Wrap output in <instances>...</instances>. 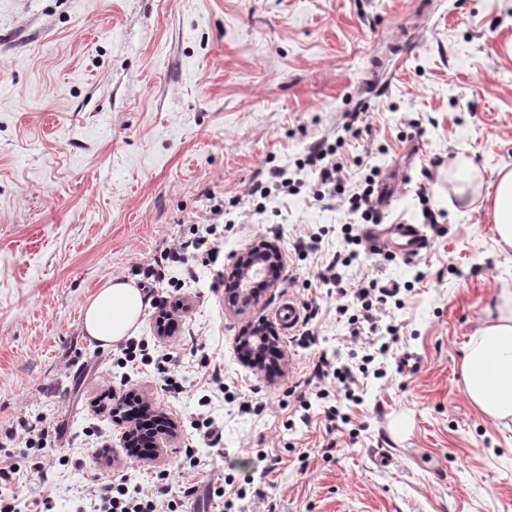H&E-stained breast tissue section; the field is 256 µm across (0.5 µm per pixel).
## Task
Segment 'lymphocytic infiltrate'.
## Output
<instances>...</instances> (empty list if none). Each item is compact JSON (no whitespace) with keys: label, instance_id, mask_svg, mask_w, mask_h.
<instances>
[{"label":"lymphocytic infiltrate","instance_id":"f902f5d3","mask_svg":"<svg viewBox=\"0 0 512 512\" xmlns=\"http://www.w3.org/2000/svg\"><path fill=\"white\" fill-rule=\"evenodd\" d=\"M337 149L327 141L320 140L308 148L306 161L318 172V191L316 201L346 196L350 213L360 215L364 221H377L378 213L374 194V176H367L362 190L346 193L343 166L336 159ZM351 256L334 254L317 272L318 280L332 286L339 299L336 308L338 314L347 316L352 338L362 339L365 353L358 368L348 365H336L327 356H320L314 364L309 377L305 380V389L298 397L300 407L310 409L312 398L324 399L329 395L326 387L328 380L342 384L347 398H354L358 377L373 374L374 378L385 375L383 367L378 366L379 357L385 356L390 349L389 339L396 336L397 328L388 323L386 317L390 306H402L401 287L392 282L379 284L377 279H360L357 286L344 287L342 268L350 266ZM197 486L184 485L178 497H170V487L158 483L146 489L134 483L129 474H121L117 479L97 486L88 487L83 499L87 512H177L184 501L193 498Z\"/></svg>","mask_w":512,"mask_h":512}]
</instances>
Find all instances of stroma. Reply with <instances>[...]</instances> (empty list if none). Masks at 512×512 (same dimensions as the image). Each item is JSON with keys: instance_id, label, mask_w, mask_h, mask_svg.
<instances>
[{"instance_id": "1", "label": "stroma", "mask_w": 512, "mask_h": 512, "mask_svg": "<svg viewBox=\"0 0 512 512\" xmlns=\"http://www.w3.org/2000/svg\"><path fill=\"white\" fill-rule=\"evenodd\" d=\"M321 139L339 142L347 186L379 168L382 223L422 225L429 244L411 260L364 247L344 268L347 287L405 284L397 340L385 377L360 379L361 403L334 388L306 411L292 391L320 354L354 368L363 354L316 277L347 252L343 224L367 228L347 203L314 200L317 176L301 162ZM458 157L469 184L450 166ZM275 166L300 168L305 187L251 195ZM504 166L512 0H0V433L42 416L62 429L41 452L45 480L15 449L13 491L75 512L83 489L117 470L150 488L166 469L173 485L199 488L184 512H512V423L485 418L461 377L487 303L512 289V248L497 246L486 200ZM216 207L230 225L219 261L169 268L181 290L161 282L154 296L186 310L169 337L153 308L137 333L182 353V392L151 366L122 385L112 349L85 339V304L110 277L143 282ZM313 233L317 250L299 256L295 242ZM262 241L279 245L284 267L235 312L224 274ZM289 298L318 308L314 337L279 331L270 382L239 362L236 339ZM407 349L424 357L414 376L397 369ZM204 357L224 368L214 447L191 424L208 393ZM129 388L179 425L155 460L127 457L107 412L108 393ZM247 398L256 411H240ZM331 406L349 423L332 429ZM190 448L202 465L178 472ZM227 477L247 493L231 506L204 492Z\"/></svg>"}]
</instances>
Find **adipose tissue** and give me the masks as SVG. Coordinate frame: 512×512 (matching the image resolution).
<instances>
[{
    "label": "adipose tissue",
    "instance_id": "adipose-tissue-1",
    "mask_svg": "<svg viewBox=\"0 0 512 512\" xmlns=\"http://www.w3.org/2000/svg\"><path fill=\"white\" fill-rule=\"evenodd\" d=\"M494 229L501 245L512 247V169L500 170L490 195ZM152 299L134 280L109 278L83 309L88 343L109 348L134 335ZM484 321L464 350V390L487 418L512 419V292L502 291L486 308Z\"/></svg>",
    "mask_w": 512,
    "mask_h": 512
}]
</instances>
